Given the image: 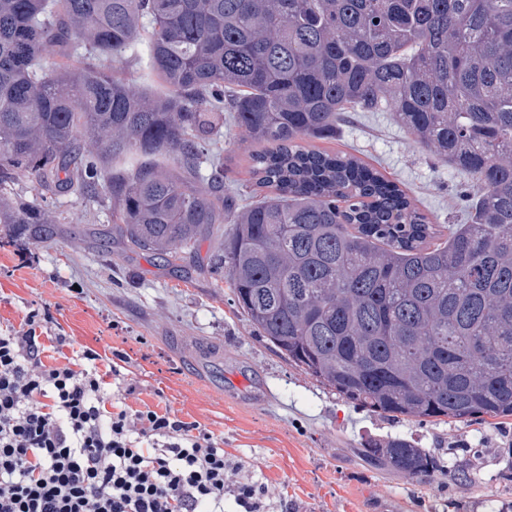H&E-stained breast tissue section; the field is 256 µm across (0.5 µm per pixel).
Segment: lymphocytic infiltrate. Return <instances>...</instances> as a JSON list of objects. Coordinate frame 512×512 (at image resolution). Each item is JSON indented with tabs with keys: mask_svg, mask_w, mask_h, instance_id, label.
Returning a JSON list of instances; mask_svg holds the SVG:
<instances>
[{
	"mask_svg": "<svg viewBox=\"0 0 512 512\" xmlns=\"http://www.w3.org/2000/svg\"><path fill=\"white\" fill-rule=\"evenodd\" d=\"M50 316L31 310L0 336V512H288L266 484L238 478L213 433L175 412L134 409L123 352L108 374L87 349L45 364Z\"/></svg>",
	"mask_w": 512,
	"mask_h": 512,
	"instance_id": "1",
	"label": "lymphocytic infiltrate"
}]
</instances>
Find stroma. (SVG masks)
I'll use <instances>...</instances> for the list:
<instances>
[{"mask_svg":"<svg viewBox=\"0 0 512 512\" xmlns=\"http://www.w3.org/2000/svg\"><path fill=\"white\" fill-rule=\"evenodd\" d=\"M309 148L357 157L399 182L429 221L465 223L466 177L439 162L387 112H353L330 139ZM257 145L225 125L213 151L224 183L249 185ZM57 235L35 243L0 227V333L48 309L52 333L103 359L128 354L139 391L128 406L174 411L223 439L247 475L283 495L294 512H512V419L468 423L393 420L370 413L288 364L231 304L226 285L189 268L179 277L149 254L114 241L107 197L56 195L47 201ZM412 440L441 470L417 481L368 465L364 443Z\"/></svg>","mask_w":512,"mask_h":512,"instance_id":"35a3bbf8","label":"stroma"}]
</instances>
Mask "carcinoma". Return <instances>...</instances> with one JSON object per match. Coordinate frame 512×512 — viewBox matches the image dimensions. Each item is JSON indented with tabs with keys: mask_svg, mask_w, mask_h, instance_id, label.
<instances>
[{
	"mask_svg": "<svg viewBox=\"0 0 512 512\" xmlns=\"http://www.w3.org/2000/svg\"><path fill=\"white\" fill-rule=\"evenodd\" d=\"M141 49L153 95L112 73ZM56 52L76 63L49 67ZM389 112L470 178L439 243L400 185L305 148L349 110ZM263 144L241 205L207 163L224 113ZM104 193L125 244L206 268L276 352L384 417H512V0H0V191ZM0 224L55 237L42 205ZM377 466L437 459L373 438Z\"/></svg>",
	"mask_w": 512,
	"mask_h": 512,
	"instance_id": "cac0c4a2",
	"label": "carcinoma"
}]
</instances>
